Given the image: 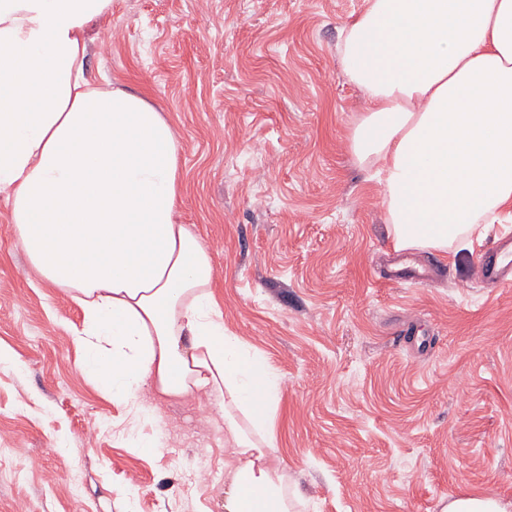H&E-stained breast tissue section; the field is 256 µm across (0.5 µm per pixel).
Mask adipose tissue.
Masks as SVG:
<instances>
[{"instance_id": "ef3b65f1", "label": "adipose tissue", "mask_w": 512, "mask_h": 512, "mask_svg": "<svg viewBox=\"0 0 512 512\" xmlns=\"http://www.w3.org/2000/svg\"><path fill=\"white\" fill-rule=\"evenodd\" d=\"M112 0H0V193L31 268L83 312L82 370L112 397L143 387L265 426L279 384L224 328L212 256L175 213L179 141L143 94L87 74ZM365 96L350 145L383 187L394 249L457 253L512 220V0H366L343 29ZM224 512H288L270 439L232 417Z\"/></svg>"}]
</instances>
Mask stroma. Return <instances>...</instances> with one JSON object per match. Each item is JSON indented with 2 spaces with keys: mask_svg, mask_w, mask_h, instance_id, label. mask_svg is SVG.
<instances>
[{
  "mask_svg": "<svg viewBox=\"0 0 512 512\" xmlns=\"http://www.w3.org/2000/svg\"><path fill=\"white\" fill-rule=\"evenodd\" d=\"M365 0H112L88 74L146 95L180 143L176 221L213 258L227 332L280 381L273 436L293 512H443L512 500V286L477 264L512 223L385 277L383 189L357 164L364 107L340 33ZM0 193V512H224V419L206 397L138 395L81 369L83 313L28 264ZM162 447H151L157 426ZM512 501L486 498L479 494L460 496L448 503L445 512H510Z\"/></svg>",
  "mask_w": 512,
  "mask_h": 512,
  "instance_id": "obj_1",
  "label": "stroma"
}]
</instances>
